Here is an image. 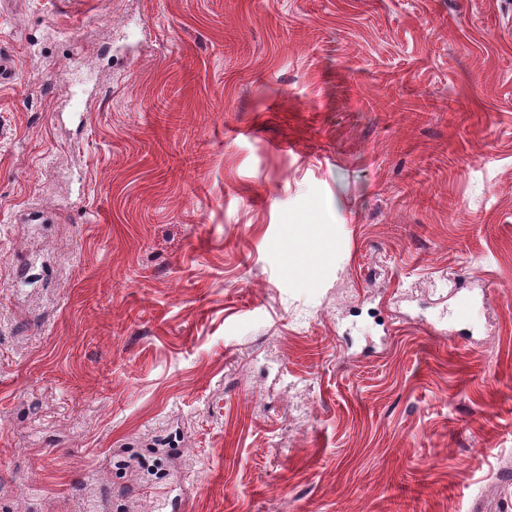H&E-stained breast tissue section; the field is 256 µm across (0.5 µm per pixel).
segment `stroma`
Segmentation results:
<instances>
[{
  "label": "stroma",
  "mask_w": 512,
  "mask_h": 512,
  "mask_svg": "<svg viewBox=\"0 0 512 512\" xmlns=\"http://www.w3.org/2000/svg\"><path fill=\"white\" fill-rule=\"evenodd\" d=\"M43 2L0 512H512V0Z\"/></svg>",
  "instance_id": "35a3bbf8"
}]
</instances>
